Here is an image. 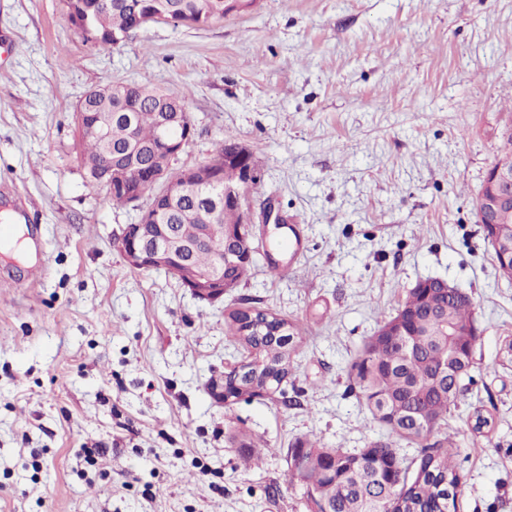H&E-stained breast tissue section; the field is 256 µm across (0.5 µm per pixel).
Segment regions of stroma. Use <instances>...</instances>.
Here are the masks:
<instances>
[{"label":"stroma","mask_w":512,"mask_h":512,"mask_svg":"<svg viewBox=\"0 0 512 512\" xmlns=\"http://www.w3.org/2000/svg\"><path fill=\"white\" fill-rule=\"evenodd\" d=\"M0 43V216L38 239L34 260L0 252V512H307L290 446L381 436L347 366L429 277L468 294L481 331L448 416L459 512H512V280L472 207L512 115V0H250L117 47L84 42L65 0H0ZM108 81L186 94L177 168L225 138L252 155L255 212L301 238L278 272L259 261L209 302L126 264L115 240L138 211L86 180L74 124ZM245 300L302 335L285 396L227 408L207 386L245 355L224 335Z\"/></svg>","instance_id":"obj_1"}]
</instances>
